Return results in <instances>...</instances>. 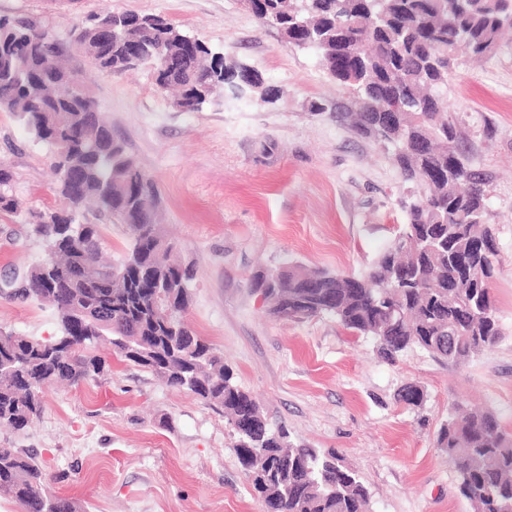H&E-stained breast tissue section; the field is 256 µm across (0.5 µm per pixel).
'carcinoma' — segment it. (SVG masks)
<instances>
[{
	"instance_id": "cac0c4a2",
	"label": "carcinoma",
	"mask_w": 512,
	"mask_h": 512,
	"mask_svg": "<svg viewBox=\"0 0 512 512\" xmlns=\"http://www.w3.org/2000/svg\"><path fill=\"white\" fill-rule=\"evenodd\" d=\"M247 8L288 43L318 53L327 76L355 95L354 130L389 150L411 186L406 223L363 275L291 263L254 273L249 288L276 317H334L371 339L388 362L414 346L458 362L492 347L501 335L495 300L470 271L478 266L480 275L494 276L496 237L486 222L484 179L457 164L461 152L443 94L458 57L496 55L512 31V0H248ZM184 35L163 16L135 12L94 15L72 31L76 50L96 68L120 74L150 66L183 112L218 102L222 78L256 88L264 102L279 98L257 71L204 45L195 56L182 55ZM58 56L53 36L36 22L0 18V111L78 166L75 182L57 173L66 206L27 222L43 258L18 281L0 284V297L46 303L60 324L52 341L0 328V426L14 433L29 427L43 412L45 386L100 376L106 361L99 351L110 345L239 424L237 459L268 512H371L357 472L335 453L272 429L222 352L183 321L193 273L171 258L175 244L157 219V184L112 136L79 79L70 95L59 94L70 71ZM391 107L398 108L396 123L386 112ZM13 180L0 167V211L18 214ZM92 207L126 228L128 245L115 263L104 258L99 225L82 222ZM397 399L419 407L424 392L407 383ZM437 445L455 464L459 494L474 512H512V432L493 412H449ZM52 480L35 454L0 446V491L19 512H85L55 495Z\"/></svg>"
}]
</instances>
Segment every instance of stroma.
Instances as JSON below:
<instances>
[{"instance_id":"stroma-1","label":"stroma","mask_w":512,"mask_h":512,"mask_svg":"<svg viewBox=\"0 0 512 512\" xmlns=\"http://www.w3.org/2000/svg\"><path fill=\"white\" fill-rule=\"evenodd\" d=\"M126 11L171 19L282 96L263 103L228 91L223 105L184 112L157 90L150 67L100 72L72 50L71 31L89 15ZM0 17L50 32L113 136L157 183L162 222L195 270L186 319L223 351L271 426L335 450L368 487L371 512H470L436 435L458 403L494 411L512 432V41L483 63L460 58L445 91L459 146L485 179L501 335L464 363L419 348L389 363L331 316L273 317L248 285L255 271L291 262L360 276L406 221L408 185L389 153L345 119L353 95L317 54L260 26L243 0H0ZM315 102L323 110L312 111ZM0 162L24 211L61 207L47 145L7 112ZM42 256L21 218L0 212V275ZM0 328L59 333L51 307L3 299ZM103 355L101 377L47 389L41 417L24 432L0 431V445L37 454L53 491L88 512H263L222 413L111 350ZM411 382L425 392L422 406L396 399Z\"/></svg>"}]
</instances>
